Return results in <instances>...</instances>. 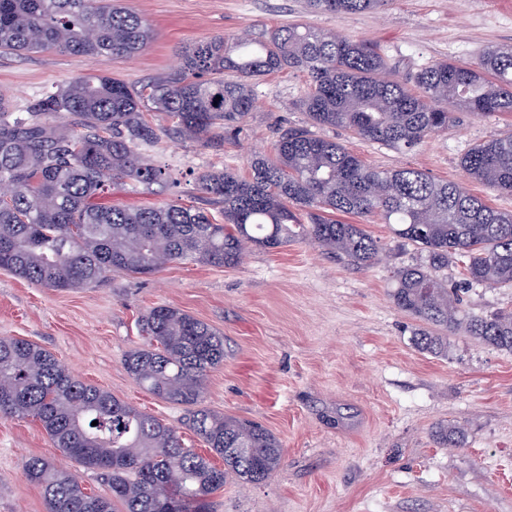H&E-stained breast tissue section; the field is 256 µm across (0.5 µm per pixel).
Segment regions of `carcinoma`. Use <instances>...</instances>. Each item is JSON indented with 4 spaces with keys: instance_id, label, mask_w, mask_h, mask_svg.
Here are the masks:
<instances>
[{
    "instance_id": "cac0c4a2",
    "label": "carcinoma",
    "mask_w": 512,
    "mask_h": 512,
    "mask_svg": "<svg viewBox=\"0 0 512 512\" xmlns=\"http://www.w3.org/2000/svg\"><path fill=\"white\" fill-rule=\"evenodd\" d=\"M388 2L304 0V10L339 15ZM151 38L148 20L120 0H0L5 52L58 51L106 62L139 53ZM287 68L309 75L300 108L311 124L399 150L448 133L456 111L512 112V45L486 47L471 64L439 61L394 78L368 43L306 23L195 43L175 72L139 86L90 74L27 112L8 111L0 96V182L14 186L11 196H0V269L71 291L112 270L151 275L183 260L232 266L249 243L277 248L297 237L367 266L378 242L333 215L378 216L425 253L422 263L393 276L396 305L419 321L415 345L445 355L448 336L461 330L512 352V310L470 315L438 275L456 263L471 286H512V214L455 183L415 169L372 168L343 144L299 129L256 156L247 179L224 169L198 176L208 202L222 206V224L203 208L103 202L118 181L148 190L167 182L145 160L159 141L146 111L163 114L178 135L218 144L254 108L258 80ZM461 166L472 179L511 193L512 132L474 145ZM300 211L309 223L300 222ZM142 333L145 343L126 355L128 373L152 395L186 406V426L223 466L186 447L157 417L71 377L50 351L1 336L0 420L35 419L54 447L112 492L90 494L71 470L33 456L25 474L42 490L48 512H117L118 503L122 512H211L210 496L228 478L260 484L280 467L283 448L271 432L203 406L206 373L224 362L220 333L165 305L149 310ZM435 437L445 447L460 444L452 426L438 427Z\"/></svg>"
}]
</instances>
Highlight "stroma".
<instances>
[{
  "label": "stroma",
  "instance_id": "1",
  "mask_svg": "<svg viewBox=\"0 0 512 512\" xmlns=\"http://www.w3.org/2000/svg\"><path fill=\"white\" fill-rule=\"evenodd\" d=\"M155 35L136 56L97 63L83 56L0 53V95L24 112L66 82L106 72L140 85L176 69L182 51L213 36L232 38L304 22L371 42L397 75L440 60L471 61L486 47L512 44V0H390L384 9L338 16L308 14L302 0H123ZM305 72L286 69L256 85V106L220 145L160 131L148 158L170 180L151 191L116 185L108 199L129 206H201L198 175L230 169L271 152L291 129L333 139L379 170H421L460 184L488 206L512 213V194L468 177L461 157L474 144L512 130V115L458 112L447 134L409 151L369 143L340 128L311 126L299 101ZM206 205V204H205ZM380 245L377 261L356 267L304 240L276 249L249 247L240 264L193 261L140 277L122 271L103 282L59 292L0 269V336L53 353L75 378L177 428L186 446L207 454L185 425L183 406L157 399L127 372L128 351L143 342L141 319L158 305L178 308L224 336V362L208 372L204 404L259 423L284 449L265 482L229 479L211 497L213 512H512V352L448 338L435 357L412 342L416 319L391 297L392 274L422 263L380 218L365 222ZM473 315L512 308V288H465L462 269L441 272ZM455 425L459 447L439 445L437 427ZM44 456L70 461L38 421L0 422V512H47L25 464Z\"/></svg>",
  "mask_w": 512,
  "mask_h": 512
}]
</instances>
